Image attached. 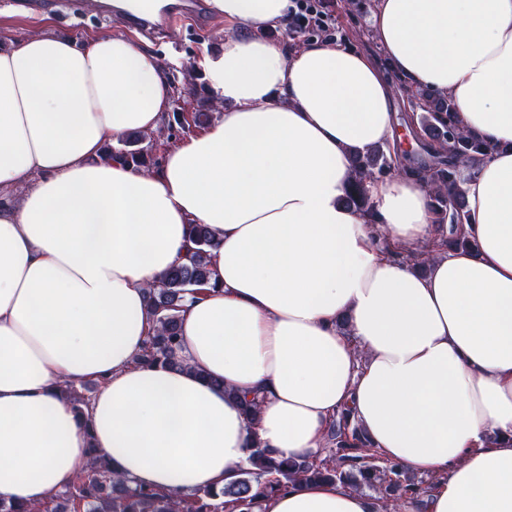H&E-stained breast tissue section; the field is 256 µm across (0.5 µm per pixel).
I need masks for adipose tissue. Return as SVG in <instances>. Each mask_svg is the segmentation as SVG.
<instances>
[{
	"instance_id": "obj_1",
	"label": "adipose tissue",
	"mask_w": 512,
	"mask_h": 512,
	"mask_svg": "<svg viewBox=\"0 0 512 512\" xmlns=\"http://www.w3.org/2000/svg\"><path fill=\"white\" fill-rule=\"evenodd\" d=\"M211 2L228 32L198 64L228 109L148 172L102 150L170 110L177 59L122 34L0 52V193L26 189L0 207V499L48 501L92 447L140 487L219 488L253 446L322 452L346 410L378 457L432 479L403 512H512V0H374L386 70L256 37L290 0ZM391 70L494 148L455 229L475 250L449 246L403 161L365 183L372 216L345 202L354 152L395 140ZM194 224L219 246L182 312L184 365L138 364L148 290L187 262ZM83 380L98 391L79 414L64 384ZM248 512L380 503L296 483Z\"/></svg>"
}]
</instances>
